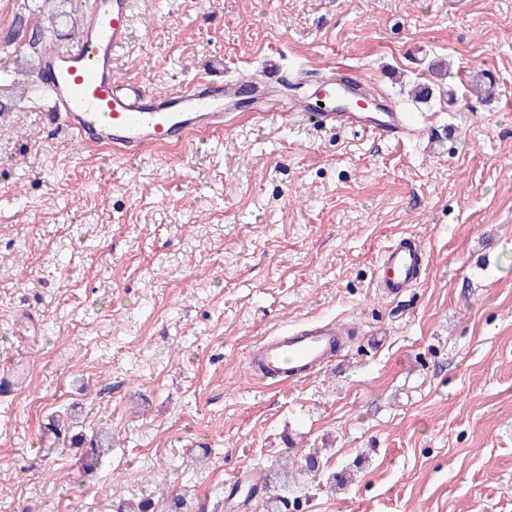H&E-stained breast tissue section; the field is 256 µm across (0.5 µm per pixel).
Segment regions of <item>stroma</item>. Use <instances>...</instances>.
I'll return each mask as SVG.
<instances>
[{
	"instance_id": "1",
	"label": "stroma",
	"mask_w": 512,
	"mask_h": 512,
	"mask_svg": "<svg viewBox=\"0 0 512 512\" xmlns=\"http://www.w3.org/2000/svg\"><path fill=\"white\" fill-rule=\"evenodd\" d=\"M82 0H0V512H112L182 495L250 512L238 479L316 454L297 512H512V0H133L119 78L168 91L322 68L367 77L418 124L403 142L230 128L132 162L87 149L37 100L36 29L61 46ZM493 75L486 102L467 77ZM431 88L415 98L416 85ZM426 255L398 298L374 286L400 236ZM333 322L306 377L253 376L249 347ZM108 429L84 471L48 424Z\"/></svg>"
}]
</instances>
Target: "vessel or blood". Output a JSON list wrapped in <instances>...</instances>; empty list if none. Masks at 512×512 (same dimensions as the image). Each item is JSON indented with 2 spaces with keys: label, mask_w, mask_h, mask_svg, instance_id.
<instances>
[{
  "label": "vessel or blood",
  "mask_w": 512,
  "mask_h": 512,
  "mask_svg": "<svg viewBox=\"0 0 512 512\" xmlns=\"http://www.w3.org/2000/svg\"><path fill=\"white\" fill-rule=\"evenodd\" d=\"M132 0H85L84 23L74 45L46 43L40 54L48 117L82 144H94L132 161L158 146L180 147L197 135L221 132L233 120L241 97L253 99L256 117L275 114L282 125L303 122L318 130H356L401 141L414 127L394 105L362 108L365 79L327 69L316 89L291 106L269 101L266 86L251 76L228 85L200 78L162 94L137 81L117 80L113 60L130 38ZM425 255L415 240L400 237L383 251L376 286L388 296L415 287ZM342 348L335 324L297 327L267 336L247 358L249 370L265 378L295 379L322 368Z\"/></svg>",
  "instance_id": "vessel-or-blood-1"
}]
</instances>
